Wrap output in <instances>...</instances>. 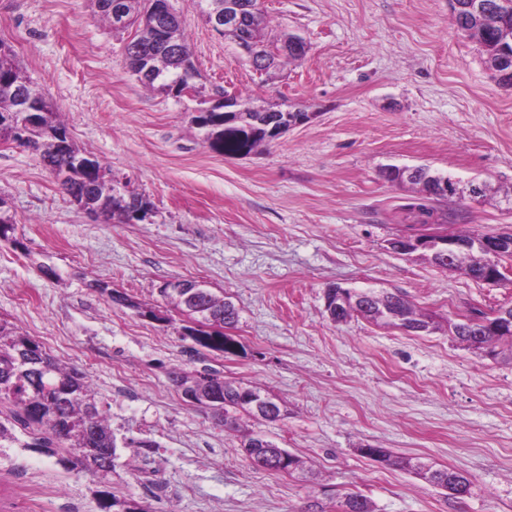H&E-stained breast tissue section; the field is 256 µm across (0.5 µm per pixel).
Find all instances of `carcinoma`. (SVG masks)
Returning a JSON list of instances; mask_svg holds the SVG:
<instances>
[{
	"instance_id": "obj_1",
	"label": "carcinoma",
	"mask_w": 512,
	"mask_h": 512,
	"mask_svg": "<svg viewBox=\"0 0 512 512\" xmlns=\"http://www.w3.org/2000/svg\"><path fill=\"white\" fill-rule=\"evenodd\" d=\"M248 8L233 29L221 35L235 43L252 41L258 56L252 66L263 71L279 58L295 59L290 44L298 36L286 34L277 42L264 40V30L269 26L268 17L249 8L252 0H244ZM491 14L508 18V25L490 32L483 52L499 58L512 59V0H479ZM152 0H125L128 24L140 35L153 21ZM145 62L151 66V75L142 77V69L132 65L131 72L137 80L151 90L174 97L192 89L191 80L195 68L183 36L181 20L176 12H170V20L152 38L142 43ZM229 92L217 91V99L211 106L200 110L195 123L205 130V142L213 150L225 155H248L259 146L281 137L277 127L288 132L291 120L304 117V112H291L272 107L248 106L236 100L238 111H224V97ZM31 102L34 109L33 123L28 136L20 140L15 136V123L20 118L17 109ZM0 141L17 142L40 154L46 167L60 180L62 189L80 207L95 211L107 220L127 223L131 211L147 210L150 202L132 189H116L106 179L105 168L99 161L91 160L88 169L77 167L85 158L72 144L66 126L58 113L46 102L43 95L25 77L13 62L10 50L0 44ZM434 171L424 166L398 167L387 165L379 170L382 180L391 184L408 183L416 187L422 203L418 209L427 216L433 215L428 203L452 200L453 192L434 197L429 183ZM457 242L453 258L448 250L429 251L430 261L441 269L457 271L479 282L485 279L491 263L501 264L502 259H512V248L496 256L476 249L474 241L493 239V234H454ZM182 288H161L160 295L176 312L194 322L183 327L182 340L191 342L190 350L202 349L230 353L235 350L233 340L224 329L233 328L239 320L235 305L213 294L207 288L193 287V281H178ZM332 307L331 320L343 323L353 317H361L371 323L394 327L409 335L430 334L439 324L426 313L417 311L398 291L375 288L349 289L332 285L326 289ZM112 301L137 310L142 317L169 323L171 318L162 311L142 308L125 296L112 291ZM452 339L459 345L473 349L492 359L502 354L501 347L512 353V323L504 325L501 316L476 315L460 323L448 326ZM172 382L183 396L193 395V405L209 410L227 431L240 434L242 448L247 449L256 440L257 433L241 427L240 416L258 420L254 404L267 398L258 388L242 385L224 378L220 372L205 369L191 374L174 372ZM221 393L222 404L216 408L206 400L208 392ZM265 447L256 448L248 456L259 468L291 475L304 470L300 457L286 452L281 461L280 447L262 437ZM37 448L50 456L59 457L58 463L80 467L107 480L117 474L120 458L118 439L111 427L107 412L96 397L85 375L74 367L61 364L38 342L20 333L9 322L0 318V454L6 448ZM382 461L414 472L433 487L442 491L444 498L458 504L472 495L474 483L465 474L453 469L424 468L411 459L394 456L385 448L377 449ZM101 512H150V509L134 499H119L100 491ZM336 512H375L373 502L360 492H348L336 502Z\"/></svg>"
}]
</instances>
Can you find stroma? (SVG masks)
<instances>
[{
    "mask_svg": "<svg viewBox=\"0 0 512 512\" xmlns=\"http://www.w3.org/2000/svg\"><path fill=\"white\" fill-rule=\"evenodd\" d=\"M196 69L194 93L146 89L130 73L128 35L91 0H0V43L116 186L151 203L129 224L80 208L35 152L0 143V318L84 373L118 436L119 478L101 485L33 448L0 455V512H98L97 490L152 512H299L362 493L377 512H512V361L453 342L448 321L512 306V270L484 284L390 243L435 231L410 185L386 165L426 164L487 181L494 200L465 208L448 232L512 229V88L453 26L448 0H262L267 40L301 36L304 57L256 71L203 18L170 0ZM224 88L253 105L312 112L245 157L211 150L194 122ZM205 282L240 310L236 353H192L181 319L161 323L111 301L153 307L168 281ZM404 292L440 331L411 336L361 318L337 324L324 291ZM212 368L285 403L287 418L249 422L305 461L287 475L251 466L239 438L186 402L172 371ZM390 450L468 474L462 504L406 470L365 457Z\"/></svg>",
    "mask_w": 512,
    "mask_h": 512,
    "instance_id": "35a3bbf8",
    "label": "stroma"
}]
</instances>
